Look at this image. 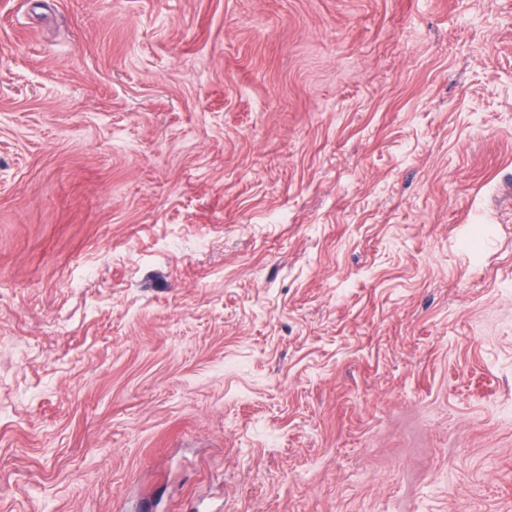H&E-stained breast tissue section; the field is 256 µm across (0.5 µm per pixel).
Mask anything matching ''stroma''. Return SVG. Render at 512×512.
I'll use <instances>...</instances> for the list:
<instances>
[{"label":"stroma","mask_w":512,"mask_h":512,"mask_svg":"<svg viewBox=\"0 0 512 512\" xmlns=\"http://www.w3.org/2000/svg\"><path fill=\"white\" fill-rule=\"evenodd\" d=\"M0 512H512V0H0Z\"/></svg>","instance_id":"1"}]
</instances>
